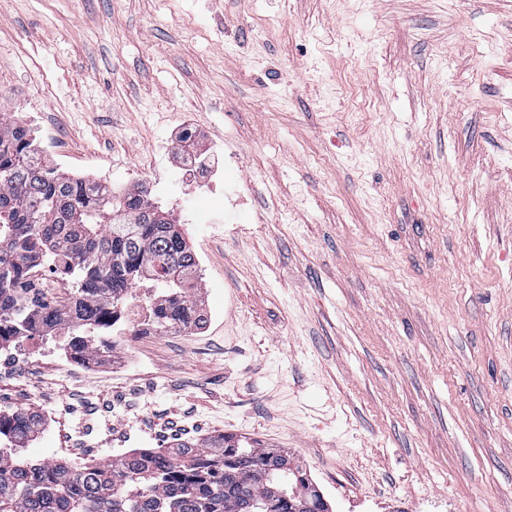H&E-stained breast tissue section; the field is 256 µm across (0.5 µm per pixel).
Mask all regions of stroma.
<instances>
[{"label":"stroma","mask_w":512,"mask_h":512,"mask_svg":"<svg viewBox=\"0 0 512 512\" xmlns=\"http://www.w3.org/2000/svg\"><path fill=\"white\" fill-rule=\"evenodd\" d=\"M45 161L141 171L198 260L200 327L117 337L92 426L58 356L0 372L80 464L232 434L333 512H512V0H0V113ZM243 202L192 191L173 146Z\"/></svg>","instance_id":"stroma-1"}]
</instances>
